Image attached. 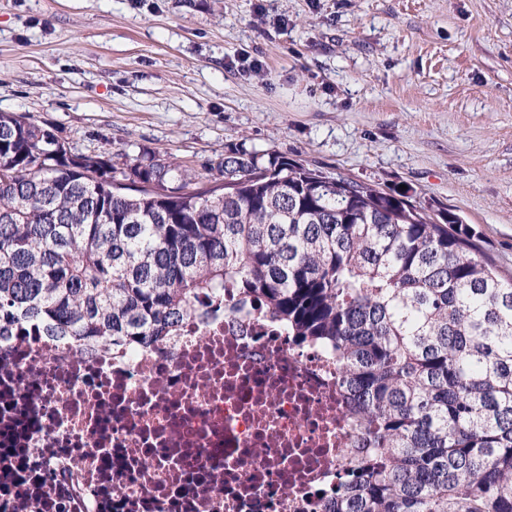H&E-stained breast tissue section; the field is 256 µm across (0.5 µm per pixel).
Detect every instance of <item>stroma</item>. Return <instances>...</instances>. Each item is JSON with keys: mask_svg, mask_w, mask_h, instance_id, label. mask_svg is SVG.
Masks as SVG:
<instances>
[{"mask_svg": "<svg viewBox=\"0 0 512 512\" xmlns=\"http://www.w3.org/2000/svg\"><path fill=\"white\" fill-rule=\"evenodd\" d=\"M0 111L119 169L242 143L402 189L512 276V0H0Z\"/></svg>", "mask_w": 512, "mask_h": 512, "instance_id": "stroma-1", "label": "stroma"}]
</instances>
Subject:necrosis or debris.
Returning <instances> with one entry per match:
<instances>
[{"label":"necrosis or debris","mask_w":512,"mask_h":512,"mask_svg":"<svg viewBox=\"0 0 512 512\" xmlns=\"http://www.w3.org/2000/svg\"><path fill=\"white\" fill-rule=\"evenodd\" d=\"M354 439L335 362L242 311L85 359L0 339V512H324Z\"/></svg>","instance_id":"1"}]
</instances>
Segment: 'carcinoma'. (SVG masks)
<instances>
[{"label":"carcinoma","mask_w":512,"mask_h":512,"mask_svg":"<svg viewBox=\"0 0 512 512\" xmlns=\"http://www.w3.org/2000/svg\"><path fill=\"white\" fill-rule=\"evenodd\" d=\"M203 297L336 361L357 439L328 512H512V279L455 214L243 143L119 172L0 112V336L147 349Z\"/></svg>","instance_id":"carcinoma-1"}]
</instances>
